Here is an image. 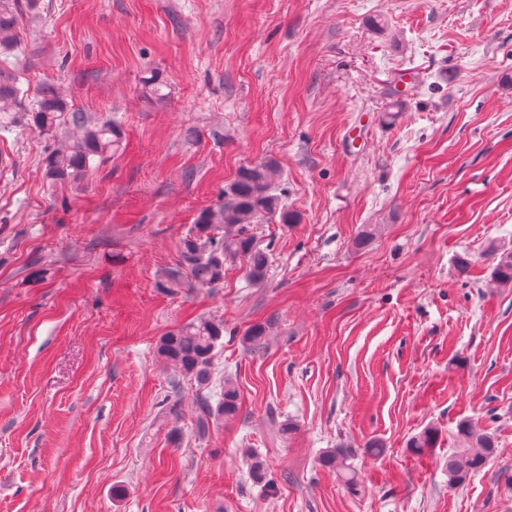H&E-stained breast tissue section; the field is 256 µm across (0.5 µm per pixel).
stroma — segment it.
Wrapping results in <instances>:
<instances>
[{
	"label": "stroma",
	"instance_id": "stroma-1",
	"mask_svg": "<svg viewBox=\"0 0 512 512\" xmlns=\"http://www.w3.org/2000/svg\"><path fill=\"white\" fill-rule=\"evenodd\" d=\"M0 69L122 129L78 185L0 129V512H512V0H37ZM267 160L295 220L255 225L265 279L158 288ZM200 318L204 388L156 352ZM228 378L238 416L199 431ZM463 419L497 448L452 485ZM493 252L498 255L492 271L493 279L502 286H512V250L493 247ZM350 453L347 448H331L320 457L321 466L336 471L345 483L354 486L357 482V473L354 467L348 463Z\"/></svg>",
	"mask_w": 512,
	"mask_h": 512
}]
</instances>
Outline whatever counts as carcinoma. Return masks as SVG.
<instances>
[{"mask_svg": "<svg viewBox=\"0 0 512 512\" xmlns=\"http://www.w3.org/2000/svg\"><path fill=\"white\" fill-rule=\"evenodd\" d=\"M19 0H0V55L16 45ZM24 91L9 73L0 71V128L19 123L17 108ZM33 124L41 132L57 134L56 148L46 159L45 175L52 182L76 183L95 168V159L118 145L119 125L111 120L92 122L83 112L69 111V105L51 86L43 87L31 112ZM280 171L277 164L265 161L241 167L236 178L224 189V205L201 210L193 227L179 242L178 268L164 272L157 286L171 293L193 288H212L224 282V267L242 261L254 282L265 278L268 252L258 245L252 226L274 216L290 224L293 216L284 210L276 193ZM497 262L492 277L502 286H512V250L493 248ZM224 326L201 319L168 333L158 346L159 356L178 372L201 385L210 379L215 348L223 337ZM202 402V424L208 420L227 422L238 415L240 393L235 383L224 380L216 404ZM462 448L448 456V481L461 484L471 473L483 468L495 455L496 441L489 432L470 420L456 426ZM435 432L426 429L411 441L417 455L434 447ZM346 448H331L320 457L321 466L337 472L353 486L357 473L348 463Z\"/></svg>", "mask_w": 512, "mask_h": 512, "instance_id": "carcinoma-1", "label": "carcinoma"}]
</instances>
